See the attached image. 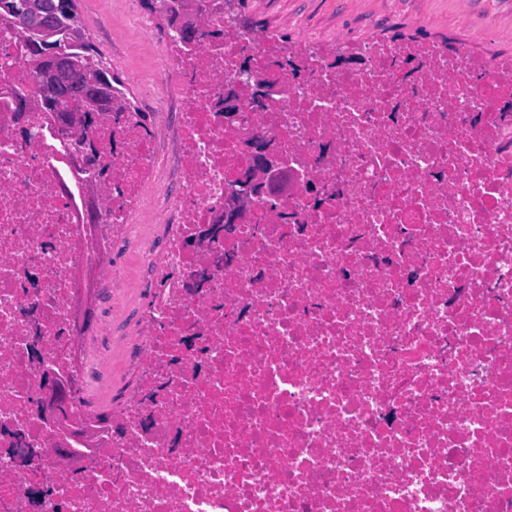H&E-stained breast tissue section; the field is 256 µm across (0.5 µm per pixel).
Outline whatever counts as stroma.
Returning a JSON list of instances; mask_svg holds the SVG:
<instances>
[{"instance_id": "1", "label": "stroma", "mask_w": 512, "mask_h": 512, "mask_svg": "<svg viewBox=\"0 0 512 512\" xmlns=\"http://www.w3.org/2000/svg\"><path fill=\"white\" fill-rule=\"evenodd\" d=\"M78 9L113 74L137 95L136 77L151 74L158 53L155 35L131 27L123 0H78ZM242 12L248 27L291 38L446 40L468 44L491 59L512 56V0H244ZM100 307L112 332L116 386L131 387L140 354L126 344L124 333L136 312L115 311L107 301Z\"/></svg>"}]
</instances>
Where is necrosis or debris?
<instances>
[{
  "instance_id": "necrosis-or-debris-1",
  "label": "necrosis or debris",
  "mask_w": 512,
  "mask_h": 512,
  "mask_svg": "<svg viewBox=\"0 0 512 512\" xmlns=\"http://www.w3.org/2000/svg\"><path fill=\"white\" fill-rule=\"evenodd\" d=\"M191 4L148 112L83 127L0 19V512H512V58ZM139 269L116 394L84 340Z\"/></svg>"
}]
</instances>
